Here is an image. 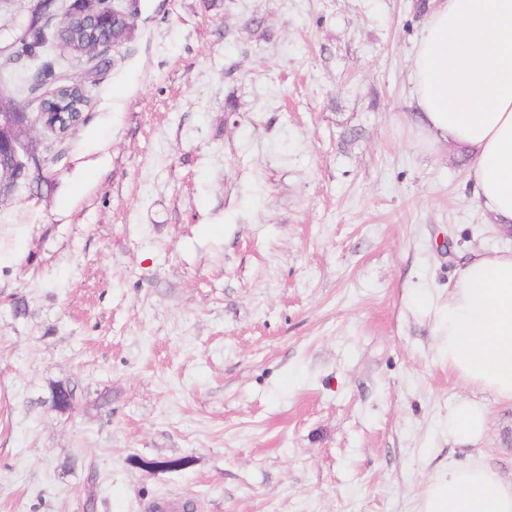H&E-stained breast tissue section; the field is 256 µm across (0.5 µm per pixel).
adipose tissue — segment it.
Wrapping results in <instances>:
<instances>
[{
	"label": "adipose tissue",
	"instance_id": "adipose-tissue-1",
	"mask_svg": "<svg viewBox=\"0 0 512 512\" xmlns=\"http://www.w3.org/2000/svg\"><path fill=\"white\" fill-rule=\"evenodd\" d=\"M429 143L469 158L480 208L512 225V0H433L410 71ZM440 355L463 387L512 403V251L473 256L438 308ZM486 411L461 399L448 435L478 445ZM420 512H512V479L476 458L449 462L423 493Z\"/></svg>",
	"mask_w": 512,
	"mask_h": 512
}]
</instances>
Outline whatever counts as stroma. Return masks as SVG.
<instances>
[{"mask_svg": "<svg viewBox=\"0 0 512 512\" xmlns=\"http://www.w3.org/2000/svg\"><path fill=\"white\" fill-rule=\"evenodd\" d=\"M123 7L117 51L46 52L83 121L0 202V512H83L91 472L97 512H419L461 398L511 475L512 405L439 360L438 295L512 239L410 105L430 0Z\"/></svg>", "mask_w": 512, "mask_h": 512, "instance_id": "stroma-1", "label": "stroma"}]
</instances>
